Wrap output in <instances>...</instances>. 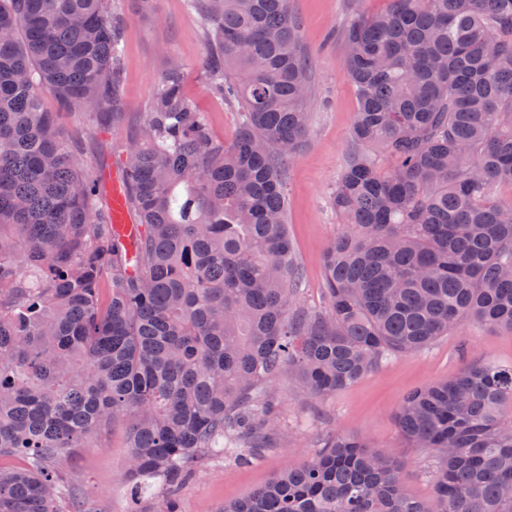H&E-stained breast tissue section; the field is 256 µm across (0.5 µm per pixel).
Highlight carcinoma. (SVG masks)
Masks as SVG:
<instances>
[{
	"label": "carcinoma",
	"mask_w": 512,
	"mask_h": 512,
	"mask_svg": "<svg viewBox=\"0 0 512 512\" xmlns=\"http://www.w3.org/2000/svg\"><path fill=\"white\" fill-rule=\"evenodd\" d=\"M202 6L210 85L240 109L215 140L167 62L126 158L144 233L128 250L44 91L117 120L110 0H0V512H75L58 470L127 423L129 512H181L219 452L280 429L291 374L324 397L466 321L512 330V0H390L340 36L354 141L332 191L344 227L307 308L286 224V160L306 140L312 79L290 0ZM402 437L436 455L435 496L362 436L328 438L219 512H512V367L470 363L403 398Z\"/></svg>",
	"instance_id": "1"
}]
</instances>
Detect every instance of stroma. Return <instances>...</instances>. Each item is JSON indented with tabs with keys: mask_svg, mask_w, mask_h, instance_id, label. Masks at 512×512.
<instances>
[{
	"mask_svg": "<svg viewBox=\"0 0 512 512\" xmlns=\"http://www.w3.org/2000/svg\"><path fill=\"white\" fill-rule=\"evenodd\" d=\"M386 6V0H292L313 75L307 103L309 136L287 164L288 235L302 272L301 297L315 309L323 306L322 255L342 228L330 191L356 149L352 122L357 99L339 33L352 13H378ZM112 11L119 20L123 47L121 119L96 125L87 116L61 109L53 94L41 96L84 165L97 173L122 166L173 56L186 69L185 91L204 112L213 137L232 141L240 113L214 93L205 78L208 52L202 11L190 9L186 0H154L150 18L137 13L135 0H112ZM466 361L512 366V332L467 323L421 352L384 360L356 383L325 398L306 395L294 380L279 376L274 389L282 432L273 447L248 452L243 463L228 455L212 460L182 487L181 512H217L224 504L243 499L275 475L300 467L334 435L368 437L379 450L402 461L405 491L430 500L435 493L428 474L431 454L408 447L394 412L410 391L454 375ZM129 457L127 432L119 423L101 438L99 447L69 449L60 466L95 512H128L123 475Z\"/></svg>",
	"mask_w": 512,
	"mask_h": 512,
	"instance_id": "1",
	"label": "stroma"
}]
</instances>
